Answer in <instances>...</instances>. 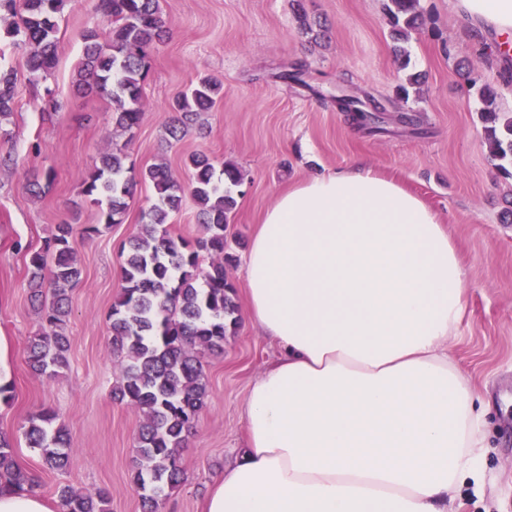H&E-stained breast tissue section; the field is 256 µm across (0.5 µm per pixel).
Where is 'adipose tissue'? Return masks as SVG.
I'll use <instances>...</instances> for the list:
<instances>
[{
  "label": "adipose tissue",
  "instance_id": "1",
  "mask_svg": "<svg viewBox=\"0 0 512 512\" xmlns=\"http://www.w3.org/2000/svg\"><path fill=\"white\" fill-rule=\"evenodd\" d=\"M450 2L512 39V0ZM244 271L278 354L204 512H448L485 419L448 352L465 273L437 214L356 161L279 193Z\"/></svg>",
  "mask_w": 512,
  "mask_h": 512
}]
</instances>
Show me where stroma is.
I'll return each mask as SVG.
<instances>
[{"mask_svg":"<svg viewBox=\"0 0 512 512\" xmlns=\"http://www.w3.org/2000/svg\"><path fill=\"white\" fill-rule=\"evenodd\" d=\"M97 3L67 0L58 16L55 69L44 80L21 78L15 110L0 123L10 133L0 138V363L13 389L12 400L0 402V432L9 434L16 462L39 475L38 493L51 512L65 483L87 494L108 490L111 512H140L132 476L143 416L112 398L121 358L112 348L109 314L122 287L119 250L154 202L152 184L138 182L123 223L83 233L99 225L100 214L81 186L116 144L136 169L163 164L183 184L194 153L232 162L243 177L225 264L239 325L223 352L203 361L208 397L181 453L186 481L160 512H202L212 477L243 445L248 391L275 356L246 312L244 257L257 223L282 190L344 170L356 157L418 194L456 246L465 315L448 346L475 398L492 407L480 474L457 489L452 509L512 512V179L490 159L479 105L460 71L473 64L497 89L494 108L512 112V82L502 78L512 58L500 56L495 33L485 32V44H478L448 0H420L423 25L405 43V67L394 51L386 0H160L170 36L149 56L141 123L127 134L116 128L107 99L74 92L81 33L99 21ZM300 63L303 84L283 82L281 72ZM204 75L222 80L224 94L173 141L165 127L170 104ZM413 75L418 85L401 98L400 86ZM342 93L384 103L382 131L351 124L336 106ZM404 112L419 116L420 131L399 123ZM49 170L54 180L33 197L28 182ZM64 223L74 229L82 278L69 292V367L48 378L26 363L27 340L40 330L27 262ZM46 409L71 436L62 472L44 468L26 443L27 418Z\"/></svg>","mask_w":512,"mask_h":512,"instance_id":"stroma-1","label":"stroma"}]
</instances>
